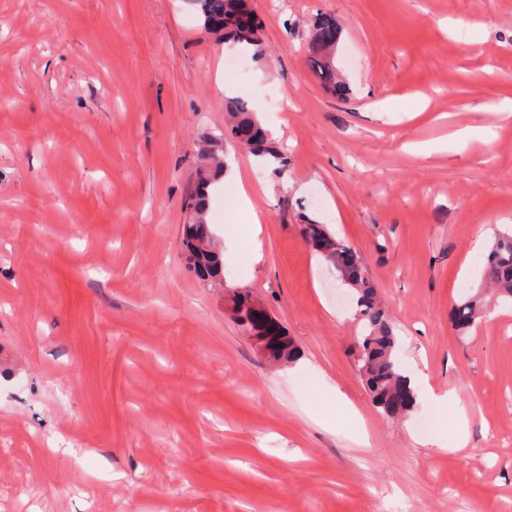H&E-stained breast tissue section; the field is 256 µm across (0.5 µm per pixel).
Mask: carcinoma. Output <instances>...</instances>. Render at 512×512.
I'll list each match as a JSON object with an SVG mask.
<instances>
[{
	"label": "carcinoma",
	"mask_w": 512,
	"mask_h": 512,
	"mask_svg": "<svg viewBox=\"0 0 512 512\" xmlns=\"http://www.w3.org/2000/svg\"><path fill=\"white\" fill-rule=\"evenodd\" d=\"M196 3L207 28L221 33L226 43L252 50L255 59H264L265 48L259 34L262 25L247 8L246 0H196ZM328 30L335 31L338 36L342 33L341 24L335 17L322 14L316 18L313 26L309 66L321 84L343 95L346 86L336 74L332 57L335 46L320 39V33ZM226 108L228 125L224 142L241 141L253 156L268 158L277 164L276 171H285L288 168V152L269 138L255 113L249 109L248 101L241 97L231 98ZM209 157L214 161V168L205 174L201 187L188 201V206L199 216L203 215L207 206L204 186L216 180L222 172L216 151H209ZM304 222L306 241L315 253L330 263L336 262L341 255L345 256L339 274L341 282L354 292L359 315L365 322L366 335L359 343L358 371L373 403L388 416L410 412L415 405L416 392L409 386L408 376L400 370L394 326L380 304L376 288L366 274L360 256L330 233L325 225L309 217L304 218ZM206 238L207 225H183V245L197 272L203 277L221 278L224 262L211 247L204 246ZM483 274L497 295L512 299V234L498 236L486 257ZM480 314V304L474 296L460 300L451 310L454 324L461 329L473 326ZM298 357L299 350L289 338L275 354L276 360L285 363H292Z\"/></svg>",
	"instance_id": "carcinoma-1"
}]
</instances>
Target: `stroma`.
Returning a JSON list of instances; mask_svg holds the SVG:
<instances>
[{
  "instance_id": "1",
  "label": "stroma",
  "mask_w": 512,
  "mask_h": 512,
  "mask_svg": "<svg viewBox=\"0 0 512 512\" xmlns=\"http://www.w3.org/2000/svg\"><path fill=\"white\" fill-rule=\"evenodd\" d=\"M248 2L267 55L231 74L193 0H0V512H512V304L450 318L484 287L472 241L512 233V0ZM323 13L343 98L309 70ZM238 96L290 164L228 149L213 284L181 228ZM305 214L361 256L409 414L374 406L356 302ZM241 295L297 361L243 332ZM430 388L453 391L465 448L426 446L456 428ZM480 314V304L475 296L461 299L451 310V318L454 324L461 329L473 326Z\"/></svg>"
}]
</instances>
